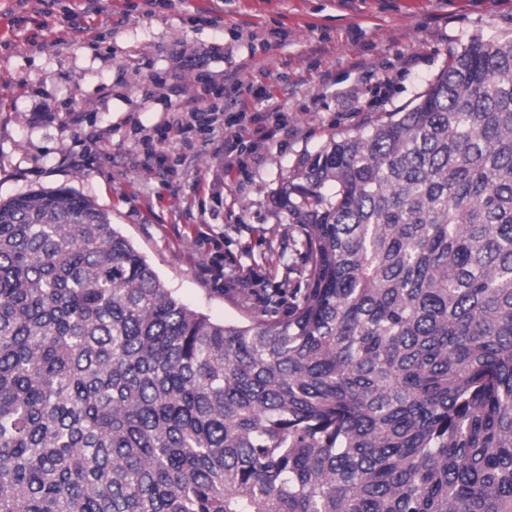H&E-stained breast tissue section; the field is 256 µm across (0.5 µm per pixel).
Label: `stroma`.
I'll return each instance as SVG.
<instances>
[{
  "label": "stroma",
  "instance_id": "stroma-1",
  "mask_svg": "<svg viewBox=\"0 0 512 512\" xmlns=\"http://www.w3.org/2000/svg\"><path fill=\"white\" fill-rule=\"evenodd\" d=\"M0 16V200H93L221 323L282 317L306 285L273 201L300 155L414 103L469 41L512 35V0H0ZM256 80L288 126L246 135L247 170L219 131L159 168L171 104Z\"/></svg>",
  "mask_w": 512,
  "mask_h": 512
}]
</instances>
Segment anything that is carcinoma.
<instances>
[{
	"instance_id": "cac0c4a2",
	"label": "carcinoma",
	"mask_w": 512,
	"mask_h": 512,
	"mask_svg": "<svg viewBox=\"0 0 512 512\" xmlns=\"http://www.w3.org/2000/svg\"><path fill=\"white\" fill-rule=\"evenodd\" d=\"M274 196L306 288L246 324L85 196L0 201V512H512V36Z\"/></svg>"
}]
</instances>
